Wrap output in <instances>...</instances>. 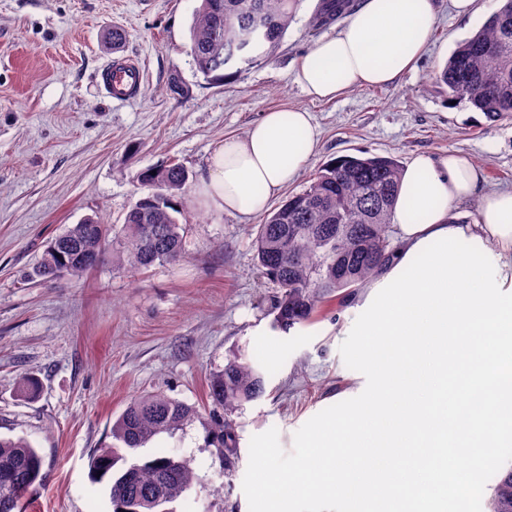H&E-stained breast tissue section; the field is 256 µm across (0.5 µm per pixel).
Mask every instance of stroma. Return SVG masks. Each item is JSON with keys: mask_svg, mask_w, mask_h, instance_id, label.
<instances>
[{"mask_svg": "<svg viewBox=\"0 0 512 512\" xmlns=\"http://www.w3.org/2000/svg\"><path fill=\"white\" fill-rule=\"evenodd\" d=\"M321 2L300 0L272 59L218 86L187 50L200 0H0V435L29 440L43 457V479L20 512H112L89 459L111 443L127 403L149 392L198 411L132 456L190 460L194 479L173 512H343L338 494L276 498L262 488L299 473L315 426L348 416L368 392L354 334L364 312L352 295L325 303L289 334L273 332L278 290L258 271L253 248L263 218L199 207L198 177L225 137L292 107L312 113L320 136L288 191L303 190L320 165L342 155L404 166L451 151L479 164L484 191L512 190V118L451 102L433 79L501 0H477L466 18L437 0L414 71L315 101L293 69L343 26L315 25ZM115 28L127 33L118 45ZM124 57L144 61L146 75L140 95L118 103L96 76ZM176 75L186 98L168 89ZM172 160L190 173L180 262L133 272L107 255L79 280L33 277L50 239L84 217L119 229L137 199L138 172ZM236 354L266 365V392L232 415L236 447L218 448L207 385ZM26 377L40 384L36 398L20 390ZM510 466L512 447L493 449L450 512H485L492 476Z\"/></svg>", "mask_w": 512, "mask_h": 512, "instance_id": "35a3bbf8", "label": "stroma"}]
</instances>
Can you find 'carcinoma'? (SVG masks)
I'll use <instances>...</instances> for the list:
<instances>
[{"label": "carcinoma", "instance_id": "carcinoma-1", "mask_svg": "<svg viewBox=\"0 0 512 512\" xmlns=\"http://www.w3.org/2000/svg\"><path fill=\"white\" fill-rule=\"evenodd\" d=\"M298 0H200L190 27L189 53L205 78L223 83L238 76L242 33L256 21L264 43L248 64H261L282 42ZM345 0H326L316 25L336 20ZM436 81L448 97L465 101L492 118L512 116V0H502L471 37L459 42ZM402 167L381 156H345L317 169L310 183L289 196L258 225L257 268L279 288L272 329L289 333L312 319L331 298L342 300L368 282L395 253L391 217ZM142 194L127 212L112 260L132 270L183 258L182 224L189 172L170 161L140 171ZM106 226L95 216L74 224L49 242L33 276L46 281L80 277L107 249ZM266 390L263 366L235 357L208 383L219 448L236 447L226 418ZM197 410L162 393L132 399L112 424V444L94 451L90 472L110 490L112 512H169L193 480L190 461L159 456L128 462L152 438L173 433ZM42 458L24 438H0V512H19L24 496L41 480ZM486 512H512V466L497 477Z\"/></svg>", "mask_w": 512, "mask_h": 512}]
</instances>
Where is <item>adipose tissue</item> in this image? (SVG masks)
Here are the masks:
<instances>
[{
	"label": "adipose tissue",
	"mask_w": 512,
	"mask_h": 512,
	"mask_svg": "<svg viewBox=\"0 0 512 512\" xmlns=\"http://www.w3.org/2000/svg\"><path fill=\"white\" fill-rule=\"evenodd\" d=\"M435 19V0H364L300 61L294 81L320 100L393 84L415 69ZM317 143L310 113L266 112L212 151L198 201L262 213ZM482 181L459 152L419 155L404 168L393 214L398 249L361 304L370 391L345 430H314L328 456L284 479L280 492L342 490L345 512H378L383 501L388 512H439L493 449L512 445V192L482 193ZM474 198L478 222H451V207Z\"/></svg>",
	"instance_id": "1"
}]
</instances>
